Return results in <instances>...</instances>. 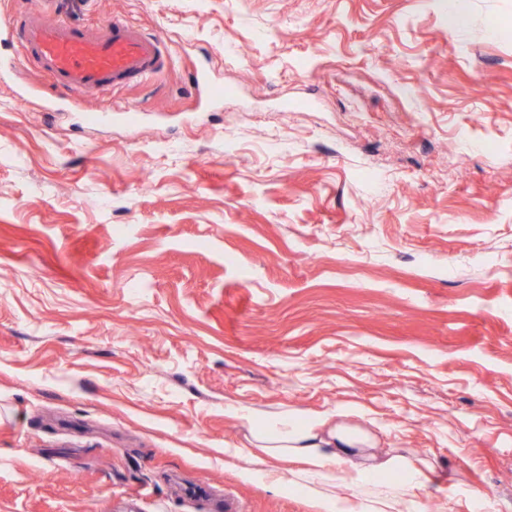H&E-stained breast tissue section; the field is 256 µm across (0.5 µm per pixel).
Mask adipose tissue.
Returning a JSON list of instances; mask_svg holds the SVG:
<instances>
[{
	"label": "adipose tissue",
	"mask_w": 512,
	"mask_h": 512,
	"mask_svg": "<svg viewBox=\"0 0 512 512\" xmlns=\"http://www.w3.org/2000/svg\"><path fill=\"white\" fill-rule=\"evenodd\" d=\"M267 440L272 447L287 450L289 454L301 458L307 465L302 476L312 482L332 480L337 467L343 465L353 471L352 482L362 491L389 472L404 471V481L388 486L380 499L381 504L394 510L406 504L416 488L414 478L417 470L412 463L389 458L367 467L358 462V449L365 445L366 439L360 432L346 427L331 428L323 437L310 426L289 424L273 429L268 433Z\"/></svg>",
	"instance_id": "ef3b65f1"
}]
</instances>
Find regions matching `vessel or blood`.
Instances as JSON below:
<instances>
[{
  "instance_id": "b4317fda",
  "label": "vessel or blood",
  "mask_w": 512,
  "mask_h": 512,
  "mask_svg": "<svg viewBox=\"0 0 512 512\" xmlns=\"http://www.w3.org/2000/svg\"><path fill=\"white\" fill-rule=\"evenodd\" d=\"M14 17L12 28L29 61L46 73L55 88L77 101L118 87H134L157 74L164 61L160 34L115 16L97 30L70 22L59 0ZM54 20H46V13Z\"/></svg>"
}]
</instances>
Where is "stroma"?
Wrapping results in <instances>:
<instances>
[{"mask_svg":"<svg viewBox=\"0 0 512 512\" xmlns=\"http://www.w3.org/2000/svg\"><path fill=\"white\" fill-rule=\"evenodd\" d=\"M64 2L168 62L52 100L0 0V512H358L318 419L512 512V0Z\"/></svg>","mask_w":512,"mask_h":512,"instance_id":"obj_1","label":"stroma"}]
</instances>
